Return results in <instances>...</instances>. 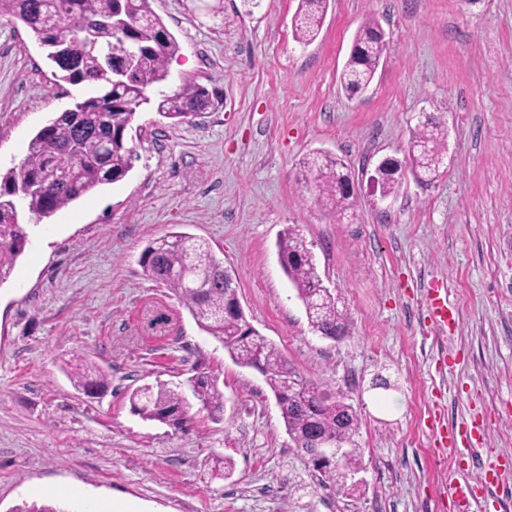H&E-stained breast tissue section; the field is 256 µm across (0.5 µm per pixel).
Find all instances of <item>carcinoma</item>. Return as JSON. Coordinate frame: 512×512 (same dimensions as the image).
I'll use <instances>...</instances> for the list:
<instances>
[{
  "mask_svg": "<svg viewBox=\"0 0 512 512\" xmlns=\"http://www.w3.org/2000/svg\"><path fill=\"white\" fill-rule=\"evenodd\" d=\"M328 0H300L294 16L297 42H313L322 27ZM0 16L20 22L46 52L54 76L92 92L39 129L24 158L0 172V285L12 275L24 252L27 232L23 220L49 217L86 197L98 187L123 180L132 167L131 123L149 107L161 117L181 122L213 105L202 85L186 83L174 93L160 90L169 78V63L179 50L174 36L151 8V0H0ZM380 24L366 19L341 72L344 90L354 95L371 83L386 50L378 37ZM433 117L416 125L408 157L414 177L431 183L440 176L447 151L446 137ZM304 180L317 197L338 216L354 209L353 196L339 183L344 165L336 157L316 152L303 161ZM282 268L305 307L311 327L330 337L347 335L346 314L323 286L315 255L300 230L286 229L278 241ZM144 273L172 290L188 308L202 331L220 342L237 363L259 367L277 400L286 431L301 440L311 418L329 436H339L344 454L329 469L318 472L320 486L346 487L358 470L357 411L345 405L338 423L337 405L322 386L303 379L298 390L289 382L300 378L275 344L250 324L246 315L230 308L234 288L224 284L223 262L209 243L186 233H170L144 247ZM74 389L86 393L104 390L110 375L79 356L62 362ZM132 409L145 421L185 429L192 405L216 421L224 416V392L217 379L199 374L188 385H145L131 392Z\"/></svg>",
  "mask_w": 512,
  "mask_h": 512,
  "instance_id": "cac0c4a2",
  "label": "carcinoma"
}]
</instances>
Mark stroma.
<instances>
[{
    "instance_id": "35a3bbf8",
    "label": "stroma",
    "mask_w": 512,
    "mask_h": 512,
    "mask_svg": "<svg viewBox=\"0 0 512 512\" xmlns=\"http://www.w3.org/2000/svg\"><path fill=\"white\" fill-rule=\"evenodd\" d=\"M152 8L179 44L168 90L195 82L215 105L180 124L139 111L127 176L29 226L0 285V512H457L453 481L512 452V0H329L308 45L293 37L298 0ZM370 16L386 51L350 97L340 75ZM82 93L0 17V170ZM422 111L448 128L442 174L382 192L377 166L404 159ZM315 152L351 173L354 218L304 183ZM291 225L350 318L343 339L312 329L280 265ZM171 232L206 240L252 326L356 409L354 495L320 486L262 376L145 275L143 248ZM434 278L459 312L449 337L429 317ZM75 354L108 371L106 391L72 387L59 363ZM202 372L219 379L223 420L200 411L182 433L132 412L133 389ZM475 424V452L442 448L441 432ZM215 456L229 479L205 478Z\"/></svg>"
}]
</instances>
